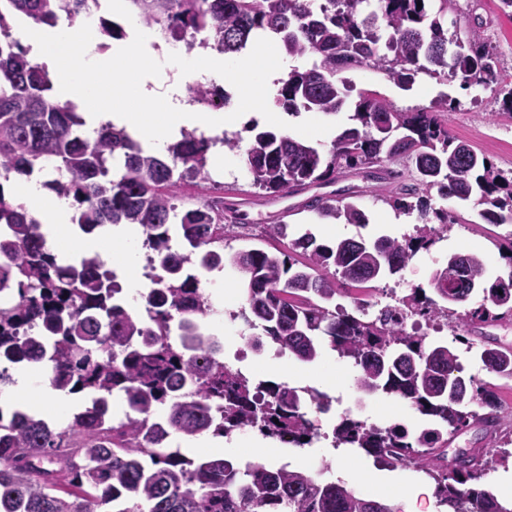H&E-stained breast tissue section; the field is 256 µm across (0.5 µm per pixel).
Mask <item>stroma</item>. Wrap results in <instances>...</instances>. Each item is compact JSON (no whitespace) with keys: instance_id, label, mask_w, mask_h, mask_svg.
Wrapping results in <instances>:
<instances>
[{"instance_id":"35a3bbf8","label":"stroma","mask_w":512,"mask_h":512,"mask_svg":"<svg viewBox=\"0 0 512 512\" xmlns=\"http://www.w3.org/2000/svg\"><path fill=\"white\" fill-rule=\"evenodd\" d=\"M497 0H453L448 11L449 19L455 20L460 27H467L474 15L487 18L488 24L481 32V38L491 46L499 60L501 80L490 88H461L455 81H437L429 77H420L412 90L405 91L386 80L377 71L362 67L347 71L346 79L354 90L371 89L378 91L395 107L400 109L426 108L440 97H447L448 110L442 118L448 131L455 138L466 141L479 149L497 168L512 170V115L506 114L502 100L512 90V19L499 15ZM348 110L334 114L305 112L293 117L282 115L276 129L279 132L304 141L320 149H328L332 140L347 126ZM225 159L235 161L236 166L229 174H222L218 165H210L212 176L205 188L194 185L184 186L182 193L187 198H216L222 196L224 187L243 190L247 204L248 228L237 237L225 240L228 250H245L255 246L265 248H284L293 238L308 233L318 242L331 244L343 238L374 239L383 235L403 237L414 232L418 222L417 215L397 214L382 197L387 187L364 179L362 175L340 177L337 186L341 189L354 188V203L367 216L366 223L345 224L339 221L323 220L309 210L301 209L304 194L290 196L281 203L265 191L252 187L244 161L243 153L225 151ZM295 205L296 210L286 219V236L269 238L264 227L276 223L283 204ZM512 232L505 225L496 224H454L442 232L430 250L420 251L404 269L403 275L412 287L429 288L435 267L430 262L431 255L448 257L449 255L476 250L482 252L488 262L490 277H508L512 274V261L502 250L503 243ZM479 298H472L467 305L456 308L455 316L449 317L447 328L435 332L433 325L420 317L409 319V326L418 328L427 335H441L445 342H454L462 336L480 342L482 336L495 337L498 342L512 344V319L486 326L477 331L461 322L460 316L467 308L477 307ZM222 345L224 363L231 369L241 371L253 381L285 382L299 388H315L347 401L359 402L362 406L358 419L389 425L400 423L408 428L422 427L423 421L418 412L405 404L375 395L359 392L354 385V368L349 359L340 357L336 352L326 351L313 363H304L294 357L279 356L274 345H265L256 350L243 340L226 337L224 331H217ZM226 456L241 460L261 459L262 463L274 466L282 456L295 458L300 468H308L310 462H319L326 468L327 478H334L337 468H345L349 476L348 486L362 494L398 506L401 495L415 485L423 486L427 494L422 502V512H437L434 496L435 484L431 478L414 468L389 470L379 467L373 459L365 455L350 454L345 461H337L329 449L322 447H280L273 438L266 439L262 448H254L252 441L242 439L232 448L226 449Z\"/></svg>"}]
</instances>
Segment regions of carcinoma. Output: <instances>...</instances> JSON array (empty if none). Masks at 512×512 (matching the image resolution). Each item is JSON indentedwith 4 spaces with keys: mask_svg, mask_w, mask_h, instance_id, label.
Listing matches in <instances>:
<instances>
[{
    "mask_svg": "<svg viewBox=\"0 0 512 512\" xmlns=\"http://www.w3.org/2000/svg\"><path fill=\"white\" fill-rule=\"evenodd\" d=\"M88 2L0 0V180L28 176L53 161L56 178L45 186L72 200L74 223L87 232L105 224L138 225L165 278L147 298L148 319L126 311L104 261L94 254L77 266L58 264L40 222L6 199L0 184V295L12 294L0 307V358L45 366L51 388L95 393L99 406L73 415L63 428L34 413L17 410L8 420L0 414V512H97L114 503L121 505L116 512H395L341 480L321 482L297 467L255 463L241 471L223 456L197 461L165 447L162 439L171 429L186 438L224 437L249 424L267 437L303 445L314 431L304 404L323 412L331 405L326 393L254 382L224 365L217 340L199 325L212 311L199 273L221 266L242 274L241 315L248 328L261 329L249 343L259 347L267 338L313 362L326 339L353 362L358 390L406 400L431 420L414 437L397 424L381 427L345 416L334 429L336 445L388 469L412 466L425 473L448 512H512V501L479 486L507 458L484 448L448 457L450 438L472 426L481 428L487 444L499 442L508 414L497 386L465 378L448 345L406 329L409 317H445L474 294L482 303L465 314L466 323L511 318L512 276L491 282L482 254H454L432 275L434 296L412 288L397 304L364 318L372 283L399 274L419 249L435 243L439 230L431 218L448 226V212L432 208L429 191L462 208L479 206L476 217L484 224H512V171L487 163L448 132L441 119L448 101L403 111L365 92L352 125L326 151L256 127L245 144L227 136L223 143L243 150L251 185L278 198L328 187L336 175L361 169L366 178L390 184L399 174L381 163L402 159L415 170L416 183L396 185L384 200L405 214L418 213L415 235L401 241L347 238L332 246L303 235L287 250L220 252L213 245L242 220L235 202L178 195L187 178L210 180V140L184 132L158 156L114 125L100 127L92 141L82 137L84 121L75 106L53 101L46 69L11 39L18 14L53 27L62 16L79 21ZM127 2L144 25L161 27L168 41L190 49L238 56L263 31L278 36L286 54L317 58L280 80L276 103L290 115L341 111L351 86L338 74L357 67L377 70L404 89L420 73L449 76L466 88L499 82L498 59L477 32L481 18H474L467 41L448 35L450 0H331L323 10L313 7L315 0ZM190 91L199 105L224 106L221 87L198 83ZM115 157L123 158L124 168L117 180L109 168ZM305 208L333 221L366 223L365 213L337 191L314 196ZM176 216L188 252L169 247ZM350 291L357 313L331 306L336 294ZM33 321L44 325L46 336L28 335ZM479 359L489 374L512 379V350L489 341ZM116 393L128 407L117 426L102 411ZM474 402L482 412L469 409Z\"/></svg>",
    "mask_w": 512,
    "mask_h": 512,
    "instance_id": "carcinoma-1",
    "label": "carcinoma"
}]
</instances>
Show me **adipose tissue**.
<instances>
[{"label": "adipose tissue", "instance_id": "adipose-tissue-1", "mask_svg": "<svg viewBox=\"0 0 512 512\" xmlns=\"http://www.w3.org/2000/svg\"><path fill=\"white\" fill-rule=\"evenodd\" d=\"M86 30L58 28L52 31L26 29L24 44L30 57L45 64L54 81L53 98L59 104H78L84 107L88 127L123 123L138 132L147 146L163 152L169 139L181 129L210 132L220 126L242 127L249 118L277 124L280 115L266 104L265 93L279 80L288 62L269 42L257 44L254 59L246 65L230 64L218 58L206 61L177 56L167 52L152 53L150 64L160 71H172L167 87L149 86L147 82H117V75L126 73L140 48L148 46L147 34L135 42L120 44L104 52L76 57L77 42L90 39ZM242 73L246 91L235 112H199L179 93L182 76L202 74L220 78L228 71ZM12 192L19 203L37 218L47 220L52 231L47 244L53 254L66 258L74 254H98L111 259L113 266L126 275L130 299H138L145 285L137 271L136 225L113 226L95 236L74 237L69 231L70 206L67 199L48 197L39 178L13 183ZM122 239L120 252L111 249L113 239Z\"/></svg>", "mask_w": 512, "mask_h": 512}]
</instances>
